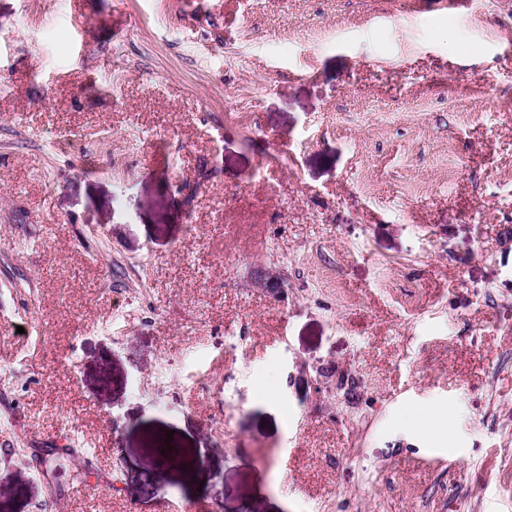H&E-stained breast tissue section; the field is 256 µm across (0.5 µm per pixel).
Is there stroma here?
<instances>
[{"label": "stroma", "mask_w": 512, "mask_h": 512, "mask_svg": "<svg viewBox=\"0 0 512 512\" xmlns=\"http://www.w3.org/2000/svg\"><path fill=\"white\" fill-rule=\"evenodd\" d=\"M172 505L512 512V0H0V512ZM457 418V413L451 407L442 408L436 411H428L425 413L426 423L421 424L419 427L430 432L437 430L447 431Z\"/></svg>", "instance_id": "35a3bbf8"}]
</instances>
